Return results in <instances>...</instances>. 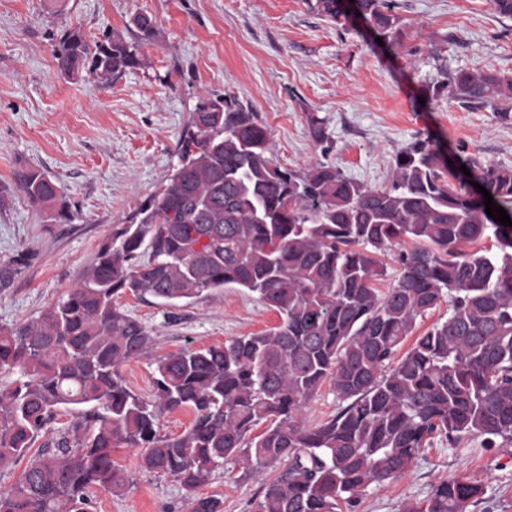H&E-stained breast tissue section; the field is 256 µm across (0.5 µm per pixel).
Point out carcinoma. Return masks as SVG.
Listing matches in <instances>:
<instances>
[{"instance_id":"obj_1","label":"carcinoma","mask_w":512,"mask_h":512,"mask_svg":"<svg viewBox=\"0 0 512 512\" xmlns=\"http://www.w3.org/2000/svg\"><path fill=\"white\" fill-rule=\"evenodd\" d=\"M310 7L337 23L360 19L389 51L402 46L388 0ZM133 23L136 41L114 33L93 49L67 34L55 49L57 69H87L108 82L137 68L139 43L156 29L147 14ZM447 89L464 105L497 104L512 99V76L444 69L422 94L432 104ZM308 126L316 144L331 141L323 119L312 115ZM178 154L168 183L103 245L65 299L0 327V468L22 459L63 411L81 407L53 449L0 491V512H95L91 488L125 485L112 461L120 447L144 449L142 467L179 482L190 512H223L222 500L198 494L219 464L257 475L282 461L252 512H354L371 485L404 473L437 440L512 443V226L486 214L473 186L512 218V168L420 135L396 155L386 188L322 161L291 170L276 162L256 114L231 96L198 102ZM16 184L49 219H72L42 169L17 173ZM147 237L152 253L143 259ZM491 238L499 253L474 249ZM406 239L412 248H401ZM391 250L399 275L383 292L375 287L386 276L380 256ZM30 262L23 249L0 262V293ZM226 287L256 294L280 322L159 360L154 401L129 390L122 367L151 337L115 300L127 292L175 306ZM443 301L448 318L395 359ZM326 381L341 404L313 425L307 407ZM179 408L193 412L191 425L159 435L162 414ZM483 493L454 475L401 512H471Z\"/></svg>"}]
</instances>
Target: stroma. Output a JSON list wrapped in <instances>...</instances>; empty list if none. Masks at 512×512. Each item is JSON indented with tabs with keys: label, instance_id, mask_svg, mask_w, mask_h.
I'll use <instances>...</instances> for the list:
<instances>
[{
	"label": "stroma",
	"instance_id": "obj_1",
	"mask_svg": "<svg viewBox=\"0 0 512 512\" xmlns=\"http://www.w3.org/2000/svg\"><path fill=\"white\" fill-rule=\"evenodd\" d=\"M406 34L389 52L311 10L307 0H0V261L30 251L32 261L0 294V326L33 320L66 298L101 246L167 182L178 140L202 96L231 95L256 112L283 167L330 162L373 188L389 186L396 154L430 134L448 149L512 167V116L466 107L451 95L419 102L440 69L512 75V18L492 0H389ZM153 18L157 37L143 64L111 82L89 71L62 76L54 49L70 31L88 45L117 31L135 40L137 14ZM331 137L322 150L308 116ZM34 165L61 186L74 214L49 220L17 187L15 171ZM122 311L151 336L147 353L123 368L127 386L153 398L158 359L184 349L223 345L278 322L240 288L214 290L172 308L123 295ZM126 486L96 487V512H189L178 482L146 471L141 451L112 454ZM269 467L257 477L229 465L212 472L201 494L224 512H251ZM465 475L484 487L473 512H512V444L481 439L423 451L403 475L372 487L356 512H399L439 479Z\"/></svg>",
	"mask_w": 512,
	"mask_h": 512
}]
</instances>
